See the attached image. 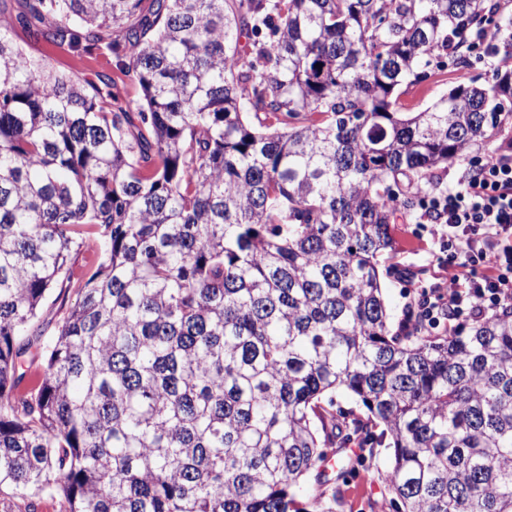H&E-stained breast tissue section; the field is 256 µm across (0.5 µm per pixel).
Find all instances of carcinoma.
Returning a JSON list of instances; mask_svg holds the SVG:
<instances>
[{
  "label": "carcinoma",
  "instance_id": "1",
  "mask_svg": "<svg viewBox=\"0 0 512 512\" xmlns=\"http://www.w3.org/2000/svg\"><path fill=\"white\" fill-rule=\"evenodd\" d=\"M18 2L0 20V497L338 512L386 443L389 512H512V299L441 334L455 313L420 299L393 331L379 271L396 212L512 110L507 70L397 111L448 41L466 64L490 0ZM16 25L105 46L140 96L55 74ZM99 257L93 247H85L81 251L73 252L70 260V274L73 283L84 281L86 274L94 269ZM77 298L78 294L76 288H67L60 292L57 302L52 307L47 308L43 316L45 322H50L49 328L52 329L54 327L55 322L62 316L66 309L74 305Z\"/></svg>",
  "mask_w": 512,
  "mask_h": 512
}]
</instances>
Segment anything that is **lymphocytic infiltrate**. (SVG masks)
Wrapping results in <instances>:
<instances>
[{"label": "lymphocytic infiltrate", "instance_id": "f902f5d3", "mask_svg": "<svg viewBox=\"0 0 512 512\" xmlns=\"http://www.w3.org/2000/svg\"><path fill=\"white\" fill-rule=\"evenodd\" d=\"M452 274L426 291L431 310L466 318L512 298V154L470 160L455 185L422 201Z\"/></svg>", "mask_w": 512, "mask_h": 512}]
</instances>
